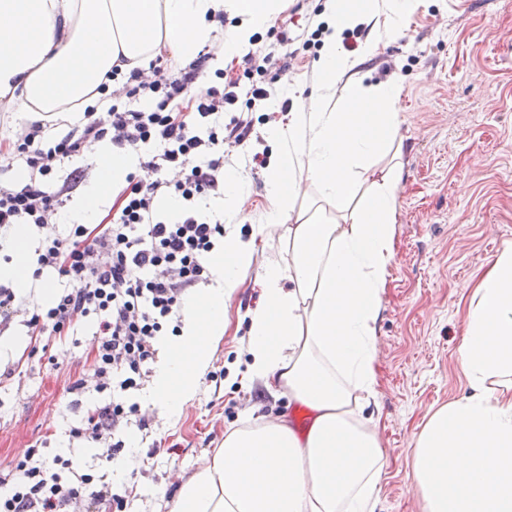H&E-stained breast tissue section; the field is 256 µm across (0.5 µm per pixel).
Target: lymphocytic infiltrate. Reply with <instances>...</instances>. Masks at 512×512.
Masks as SVG:
<instances>
[{"instance_id": "lymphocytic-infiltrate-1", "label": "lymphocytic infiltrate", "mask_w": 512, "mask_h": 512, "mask_svg": "<svg viewBox=\"0 0 512 512\" xmlns=\"http://www.w3.org/2000/svg\"><path fill=\"white\" fill-rule=\"evenodd\" d=\"M271 35L272 42L243 58L249 83L228 76L198 95L194 87L208 75L209 54L197 55L178 77L155 59L126 74L103 111L86 107L85 123L59 141H47L42 123L35 122L0 152L29 173L20 183L0 181V232L26 226L35 241L34 276L53 271L65 282L49 308L32 310L0 284V333L23 321L34 355L93 322L92 372L73 378L68 392L80 397L110 389L114 397L87 411L69 437L98 447L104 471L126 465L125 429L149 427L125 393L150 377L159 337L179 335L186 297L213 281L208 258L224 246V224L201 216L197 203L223 191L225 147L246 145L252 134V116L231 114V107L242 96L252 105L265 103L272 88L263 74L272 67L288 70L297 56L287 25ZM143 96L150 107L139 106ZM103 140L124 152L151 144L156 150L139 173L126 176L99 222L58 233L68 201L90 176L89 168L65 171L61 164ZM166 197L179 201L177 219L158 212ZM131 494L114 489L104 473H78L72 458L49 460L35 447L0 470V512H100L104 505L126 512Z\"/></svg>"}]
</instances>
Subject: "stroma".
Wrapping results in <instances>:
<instances>
[{
    "label": "stroma",
    "instance_id": "1",
    "mask_svg": "<svg viewBox=\"0 0 512 512\" xmlns=\"http://www.w3.org/2000/svg\"><path fill=\"white\" fill-rule=\"evenodd\" d=\"M383 17L364 25L353 52V77L398 81L402 95L396 140L402 179L394 257L375 343L376 431L384 456L379 512H423L411 472L412 448L430 415L460 397L465 378L459 348L470 294L496 255L512 246V0H418L403 31L383 33ZM250 269L227 307L225 333L199 379L195 400L179 415L150 404L147 388L133 392L150 420L148 431L122 435L142 460L137 474L112 472L115 485L133 486L129 512H169L179 486L231 430L247 420L298 406L246 385L248 310L259 300ZM92 323L50 346L59 365L20 358L29 338L15 323L0 351V368L16 365L0 384V468L27 448L46 457L72 453L88 467L96 448L70 441L88 408L111 400L90 392L73 402L70 378L91 349ZM162 450H155L154 441Z\"/></svg>",
    "mask_w": 512,
    "mask_h": 512
}]
</instances>
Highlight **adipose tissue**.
<instances>
[{
    "label": "adipose tissue",
    "instance_id": "ef3b65f1",
    "mask_svg": "<svg viewBox=\"0 0 512 512\" xmlns=\"http://www.w3.org/2000/svg\"><path fill=\"white\" fill-rule=\"evenodd\" d=\"M417 0H328L332 31L308 110L267 130L280 152L265 182L254 239L225 235L212 255L216 285L190 297L177 341L165 342L151 403L178 414L196 395L211 349L225 332L226 304L254 264L259 244L286 228L288 261L268 260L248 314L247 377L310 409L298 433L287 415L229 432L180 487L169 512H376L383 457L367 402L375 384V340L393 259L400 166L379 167L393 147L402 88L348 78L353 62L334 33L369 15L400 33ZM284 0H0V106L27 124L79 121L101 106L98 91L167 52L189 61L206 46L217 63L238 56L273 23ZM238 17L231 30L222 14ZM100 177L73 214L94 222L134 154L96 148ZM316 207L296 212L301 186ZM460 365L467 389L435 411L412 451L424 512H512V247L478 282L469 303Z\"/></svg>",
    "mask_w": 512,
    "mask_h": 512
}]
</instances>
